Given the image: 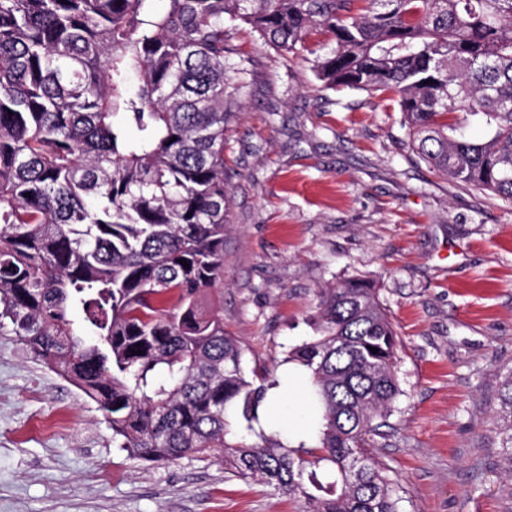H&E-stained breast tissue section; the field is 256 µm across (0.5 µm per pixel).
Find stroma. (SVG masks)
I'll use <instances>...</instances> for the list:
<instances>
[{
  "mask_svg": "<svg viewBox=\"0 0 512 512\" xmlns=\"http://www.w3.org/2000/svg\"><path fill=\"white\" fill-rule=\"evenodd\" d=\"M226 40L245 71L228 87L231 205L214 298L247 367L273 369L312 336L318 288L369 278L401 340V394L376 451L403 512H512L494 414L512 370V201L433 171L394 97L323 87V36L285 57L232 25ZM307 386L289 372L275 427L307 425ZM306 507L214 456L131 457L93 402L0 327V512Z\"/></svg>",
  "mask_w": 512,
  "mask_h": 512,
  "instance_id": "stroma-1",
  "label": "stroma"
}]
</instances>
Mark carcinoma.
<instances>
[{"label": "carcinoma", "mask_w": 512, "mask_h": 512, "mask_svg": "<svg viewBox=\"0 0 512 512\" xmlns=\"http://www.w3.org/2000/svg\"><path fill=\"white\" fill-rule=\"evenodd\" d=\"M151 2L0 0V327L133 456H222L309 512H401L374 452L400 395L399 340L372 283L321 288L315 336L284 359L309 375L296 441L268 432L280 379L247 376L209 301L224 282V84L238 70L225 23L284 53L325 36L324 86L397 94L419 158L512 201V0ZM461 111L491 138H467L450 120ZM496 417L512 475V371Z\"/></svg>", "instance_id": "1"}]
</instances>
